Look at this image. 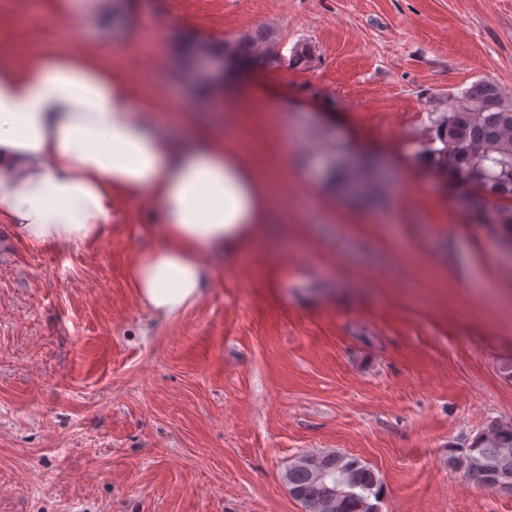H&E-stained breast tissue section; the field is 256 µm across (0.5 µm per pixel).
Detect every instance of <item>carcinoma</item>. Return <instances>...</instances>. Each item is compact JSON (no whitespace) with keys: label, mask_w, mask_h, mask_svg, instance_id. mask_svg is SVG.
<instances>
[{"label":"carcinoma","mask_w":512,"mask_h":512,"mask_svg":"<svg viewBox=\"0 0 512 512\" xmlns=\"http://www.w3.org/2000/svg\"><path fill=\"white\" fill-rule=\"evenodd\" d=\"M222 57L233 67L268 70L285 62L302 65L309 50L296 46L286 61L259 27L224 43ZM419 160L448 177L480 224L512 241V96L489 79L472 83L447 110L431 113ZM464 460L489 489L512 492V421H489L465 449ZM283 480L305 512H378L380 477L368 464L338 451L298 456Z\"/></svg>","instance_id":"1"}]
</instances>
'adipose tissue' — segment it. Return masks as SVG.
Here are the masks:
<instances>
[{"label": "adipose tissue", "instance_id": "ef3b65f1", "mask_svg": "<svg viewBox=\"0 0 512 512\" xmlns=\"http://www.w3.org/2000/svg\"><path fill=\"white\" fill-rule=\"evenodd\" d=\"M130 192L158 209L162 238L130 278L165 315L199 299L208 253L278 251L266 233L267 179L239 144L197 127L174 138L132 111L127 81L92 52L63 44L0 65V222L34 245H85Z\"/></svg>", "mask_w": 512, "mask_h": 512}]
</instances>
